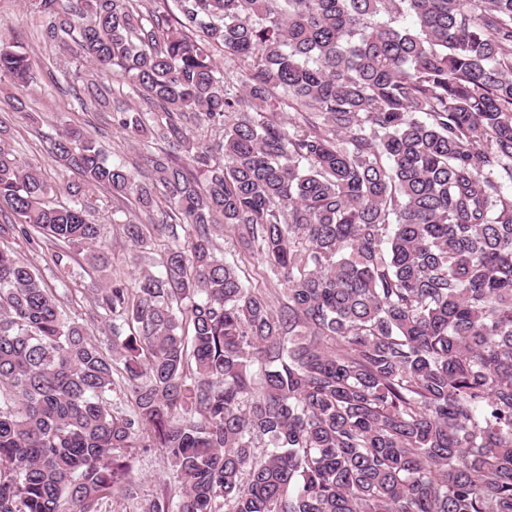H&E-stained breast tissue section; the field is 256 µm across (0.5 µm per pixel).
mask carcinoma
I'll use <instances>...</instances> for the list:
<instances>
[{
    "label": "carcinoma",
    "instance_id": "cac0c4a2",
    "mask_svg": "<svg viewBox=\"0 0 512 512\" xmlns=\"http://www.w3.org/2000/svg\"><path fill=\"white\" fill-rule=\"evenodd\" d=\"M28 7L79 104L167 145L143 177L69 125L54 161L167 248L92 283L110 356L0 248V512L133 500L152 449L178 488L139 512H512V0ZM35 64L0 29V78ZM50 191L0 143V241L103 276L94 208Z\"/></svg>",
    "mask_w": 512,
    "mask_h": 512
}]
</instances>
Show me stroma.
Wrapping results in <instances>:
<instances>
[{"instance_id":"35a3bbf8","label":"stroma","mask_w":512,"mask_h":512,"mask_svg":"<svg viewBox=\"0 0 512 512\" xmlns=\"http://www.w3.org/2000/svg\"><path fill=\"white\" fill-rule=\"evenodd\" d=\"M35 25V17L25 8L23 0H0V27L12 29L17 41L39 62L33 81L21 91L34 111V120H27L17 112L1 113L0 120L7 128L5 141L13 153L22 162L41 166L51 188L63 199L81 185L79 176L57 167L51 155L50 137L63 125L70 123L82 127L106 147L110 156L131 163L141 161L147 153L155 151L156 146L147 141L125 140L123 133L113 127L104 108L95 104L83 106L73 98L60 95L51 79L60 76L63 69L74 66L75 60L70 53L41 47L35 39ZM91 202L96 206L102 224V238L110 257L109 274L129 280L137 277L148 264L135 258L130 245L117 232L118 223L126 219L125 214H113L112 199L104 190H97ZM10 246L21 260L41 271L50 287L66 290L67 310L71 317H86L93 306L92 297L85 289L93 276L87 265L74 262L68 270L62 271L50 261L46 249L22 239L11 241ZM136 481L139 497L145 498L161 485L176 484L177 479L167 459L154 451L140 456L136 464Z\"/></svg>"}]
</instances>
